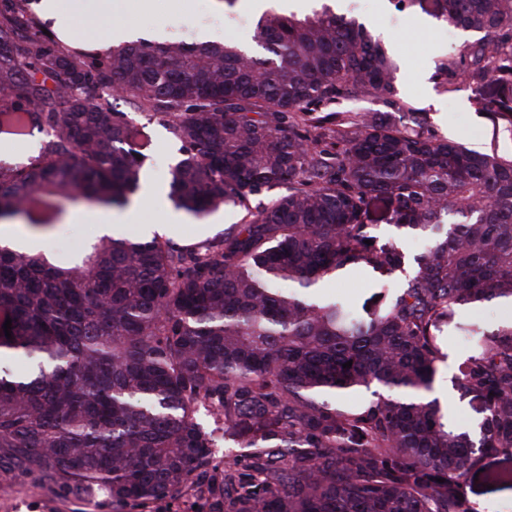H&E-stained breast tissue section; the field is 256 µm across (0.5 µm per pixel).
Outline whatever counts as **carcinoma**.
<instances>
[{
  "label": "carcinoma",
  "mask_w": 512,
  "mask_h": 512,
  "mask_svg": "<svg viewBox=\"0 0 512 512\" xmlns=\"http://www.w3.org/2000/svg\"><path fill=\"white\" fill-rule=\"evenodd\" d=\"M312 2L265 0L263 57L234 40L144 39L96 56L42 33L33 0L0 6V134L43 135L28 162H0V222L47 232L63 200L133 201L152 139L115 88L180 143L176 208L243 211L192 246L98 237L63 265L0 245V471L103 491L113 512L188 497L207 512H472L470 470L512 454V320L469 330L477 351L453 389L481 404L473 432L424 396L456 310L512 303V157L426 133L411 107L333 109L388 98L397 66L365 24ZM399 2L480 34L461 68L440 64L442 84L493 76L476 104L512 124V0ZM409 237L425 252L410 257ZM353 270L405 279L362 313L316 298ZM218 431L234 449L220 461Z\"/></svg>",
  "instance_id": "obj_1"
}]
</instances>
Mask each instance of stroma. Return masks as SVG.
<instances>
[{
    "mask_svg": "<svg viewBox=\"0 0 512 512\" xmlns=\"http://www.w3.org/2000/svg\"><path fill=\"white\" fill-rule=\"evenodd\" d=\"M336 8L366 24L396 59L399 72L394 101L397 106L423 112L426 131L476 150L493 149L499 155L512 156V131L495 126L486 113L477 111L470 88L447 93L440 85L439 64L460 63L475 33L449 29L419 9L400 6L398 0H336ZM261 12L253 0H237L227 10L219 8L217 0H157L150 13L139 9L138 0H122L120 17L135 28L153 30L157 43L169 36L192 41L205 35L220 41L229 34L248 45L252 24ZM117 107L135 123L148 124L155 148L146 165V177L166 185L169 169L179 157L178 142L132 98H118ZM69 209L72 216L67 223L36 239L38 251H52L60 261L99 235L84 201L71 203ZM241 216L239 209L228 207L200 220L188 217L176 225L170 239L180 245L211 239L239 223ZM465 493L475 512H512V460L486 462L477 479L467 480ZM0 512H112V507L102 495L75 497L60 493L38 477L0 472Z\"/></svg>",
    "mask_w": 512,
    "mask_h": 512,
    "instance_id": "35a3bbf8",
    "label": "stroma"
}]
</instances>
